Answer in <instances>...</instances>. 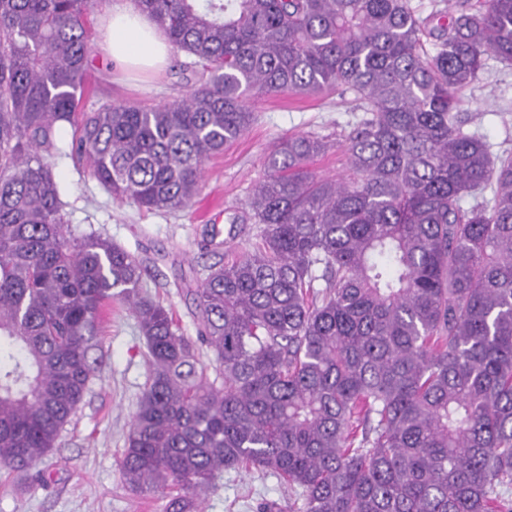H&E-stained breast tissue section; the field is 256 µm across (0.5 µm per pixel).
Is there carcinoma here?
<instances>
[{
	"mask_svg": "<svg viewBox=\"0 0 512 512\" xmlns=\"http://www.w3.org/2000/svg\"><path fill=\"white\" fill-rule=\"evenodd\" d=\"M134 2L192 86L83 112L93 0H0V466L43 480L119 303L147 347L121 474L166 512H203L250 467L296 512H512V151L458 112L488 60L512 66V0L426 17L412 0ZM286 91L350 94L359 115L336 143L272 147L248 200L259 242L209 267L186 336L135 255L71 234L57 161L186 210L249 101ZM335 146L341 175L309 169Z\"/></svg>",
	"mask_w": 512,
	"mask_h": 512,
	"instance_id": "1",
	"label": "carcinoma"
}]
</instances>
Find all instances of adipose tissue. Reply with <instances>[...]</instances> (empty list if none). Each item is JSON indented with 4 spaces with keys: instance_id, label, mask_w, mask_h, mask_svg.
Listing matches in <instances>:
<instances>
[{
    "instance_id": "1",
    "label": "adipose tissue",
    "mask_w": 512,
    "mask_h": 512,
    "mask_svg": "<svg viewBox=\"0 0 512 512\" xmlns=\"http://www.w3.org/2000/svg\"><path fill=\"white\" fill-rule=\"evenodd\" d=\"M106 17L102 51L112 62L145 71L166 61L169 44L163 28L133 0H111Z\"/></svg>"
}]
</instances>
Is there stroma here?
I'll list each match as a JSON object with an SVG mask.
<instances>
[{
	"instance_id": "stroma-1",
	"label": "stroma",
	"mask_w": 512,
	"mask_h": 512,
	"mask_svg": "<svg viewBox=\"0 0 512 512\" xmlns=\"http://www.w3.org/2000/svg\"><path fill=\"white\" fill-rule=\"evenodd\" d=\"M107 0L91 11L89 88L82 104L131 102L155 107L186 94L188 86L174 66L152 72L121 71L102 58V23ZM351 98H325L287 92L251 103L256 120L249 131L205 163L195 205L185 211L147 212L120 202L104 191L87 168L59 160L55 172L66 192L71 230L91 232L143 260L148 268L144 289L170 308L182 332L195 336L187 293L209 266L230 260L244 248L249 232L229 233L232 217L244 215L246 202L264 174V160L282 136L312 132L335 136L353 120ZM461 110L469 130L484 135L494 150H512V68L490 62L479 87L465 91ZM214 228L224 245L210 246ZM105 365L92 377L76 413L55 448L37 465L46 484L38 485L0 469V512H164L165 499L156 493H135L124 484L120 461L132 415L146 376V347L135 318L116 306L103 329ZM272 501L277 512H293L286 486L258 470H230L216 480L205 512H257Z\"/></svg>"
}]
</instances>
